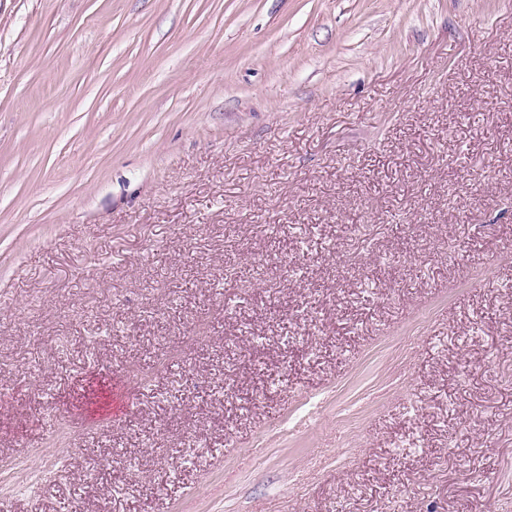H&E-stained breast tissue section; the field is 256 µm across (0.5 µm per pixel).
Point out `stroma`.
<instances>
[{
	"label": "stroma",
	"mask_w": 512,
	"mask_h": 512,
	"mask_svg": "<svg viewBox=\"0 0 512 512\" xmlns=\"http://www.w3.org/2000/svg\"><path fill=\"white\" fill-rule=\"evenodd\" d=\"M0 455V512H512V0H0Z\"/></svg>",
	"instance_id": "stroma-1"
}]
</instances>
